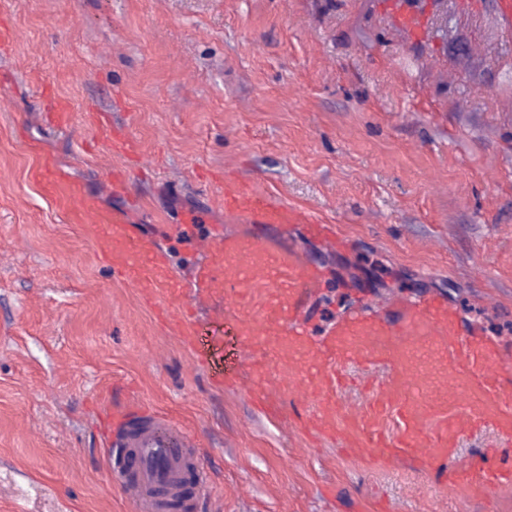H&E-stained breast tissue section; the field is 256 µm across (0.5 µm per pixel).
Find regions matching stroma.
<instances>
[{
  "label": "stroma",
  "instance_id": "stroma-1",
  "mask_svg": "<svg viewBox=\"0 0 512 512\" xmlns=\"http://www.w3.org/2000/svg\"><path fill=\"white\" fill-rule=\"evenodd\" d=\"M2 26L0 512H136L96 431L116 383L196 434L211 486L187 512H512V493L265 417L252 376L217 386L32 178L52 159L185 282L181 224L239 231L220 201L239 180L351 240L288 232L326 273L312 339L358 303L392 319V299L436 294L512 351V30L493 0H433L420 45L387 0H0Z\"/></svg>",
  "mask_w": 512,
  "mask_h": 512
}]
</instances>
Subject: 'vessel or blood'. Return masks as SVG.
Listing matches in <instances>:
<instances>
[{
	"instance_id": "1",
	"label": "vessel or blood",
	"mask_w": 512,
	"mask_h": 512,
	"mask_svg": "<svg viewBox=\"0 0 512 512\" xmlns=\"http://www.w3.org/2000/svg\"><path fill=\"white\" fill-rule=\"evenodd\" d=\"M392 20L406 38L424 41L428 27L419 0H392ZM54 191H63L70 222L84 223L95 213L99 227L90 236L113 277L127 280L149 302L159 295L187 296L189 310L169 326L193 350L197 362L208 361L213 346L203 334L204 321L225 324L237 339L240 368L219 375L227 386L237 385L241 371L258 380L255 406L276 412L293 402L284 380L306 373V395L312 404L300 423L312 435L336 440L340 448H371L383 462H395L425 452L436 462L442 479L491 491L512 490V450L492 448L484 455L459 458L456 443L467 431L495 428L512 435V357L479 336L460 329L456 313L436 296H425L389 321L358 308L331 328L325 341L311 340L297 322L310 289L319 287L321 272L295 245H282L267 227L306 223L311 233L332 245L342 244L335 225L314 214L273 199L254 188L232 182L224 185V210L251 225L245 235L212 232L199 248L204 260L189 284L171 273L168 258L154 242L139 235L123 215L100 210L83 196L52 161L35 173ZM239 303L225 306V295ZM441 346L444 375L466 394L464 411H438L406 396L409 384L421 379V351ZM383 369L365 404L338 409L346 364ZM396 412L399 429L379 430L386 411ZM99 413L105 425V446L112 474L137 512H167L181 496L184 480L196 487L208 482L197 463L196 438L156 409L128 402H108Z\"/></svg>"
}]
</instances>
